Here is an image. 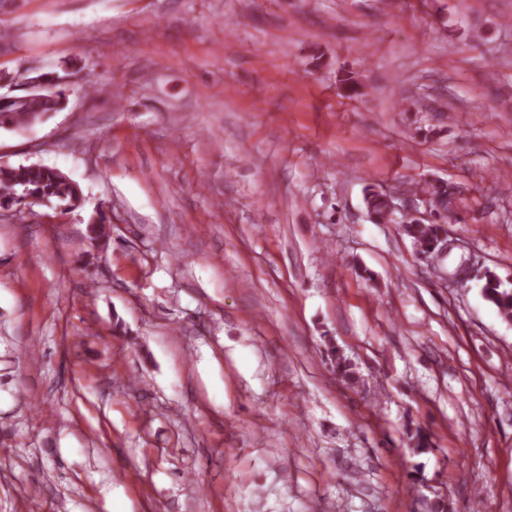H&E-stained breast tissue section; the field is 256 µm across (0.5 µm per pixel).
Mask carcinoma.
<instances>
[{
	"label": "carcinoma",
	"instance_id": "obj_1",
	"mask_svg": "<svg viewBox=\"0 0 512 512\" xmlns=\"http://www.w3.org/2000/svg\"><path fill=\"white\" fill-rule=\"evenodd\" d=\"M41 79L47 89L38 94L18 95L11 100H0V129L24 130L40 122L52 112L65 107L66 86L46 76ZM458 189L446 181L428 182L421 187V196L429 198L435 215L430 220L415 217L393 218L394 201L374 184L364 188V202L370 219L377 224L395 223L412 239L413 245L422 253H435L441 245L444 225L454 219L448 205L457 200ZM55 202L63 211H74L82 206L83 196L79 185L61 171L42 165L0 164V206L11 207L25 201ZM110 218L99 212L89 219L93 239L109 238L107 224ZM481 294L494 305L500 315L512 321V288L504 287L493 272L482 278Z\"/></svg>",
	"mask_w": 512,
	"mask_h": 512
}]
</instances>
